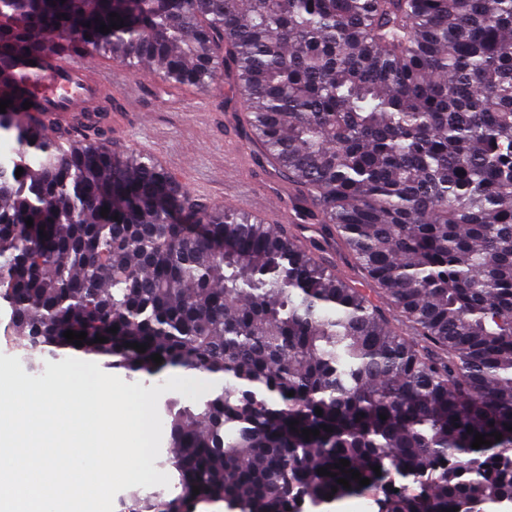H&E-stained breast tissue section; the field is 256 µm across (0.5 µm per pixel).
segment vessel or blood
<instances>
[{"instance_id": "1", "label": "vessel or blood", "mask_w": 512, "mask_h": 512, "mask_svg": "<svg viewBox=\"0 0 512 512\" xmlns=\"http://www.w3.org/2000/svg\"><path fill=\"white\" fill-rule=\"evenodd\" d=\"M19 73L30 75L28 84L34 114L46 132L66 129L79 136L94 128L112 127V85L108 68L88 53L72 54L47 47L34 64H22ZM247 209L279 224L295 223L286 208L251 203Z\"/></svg>"}]
</instances>
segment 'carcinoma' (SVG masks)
Here are the masks:
<instances>
[{"label": "carcinoma", "instance_id": "carcinoma-1", "mask_svg": "<svg viewBox=\"0 0 512 512\" xmlns=\"http://www.w3.org/2000/svg\"><path fill=\"white\" fill-rule=\"evenodd\" d=\"M112 13L124 26L100 32ZM2 21L0 298L28 369L75 351L218 378L203 404L171 403L180 491L132 489L124 512L512 505V0H0ZM43 34L170 84L217 90L233 65L299 218L368 287L152 157L45 133L8 65ZM347 502L356 503L358 506L359 512H378V508L375 505L373 499L367 495H357L353 497L346 498L344 500L338 501L335 504L323 505L320 507H313L310 503L305 502L297 506L296 510L299 512H331L329 510L338 509V505Z\"/></svg>", "mask_w": 512, "mask_h": 512}]
</instances>
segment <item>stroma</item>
<instances>
[{
	"label": "stroma",
	"mask_w": 512,
	"mask_h": 512,
	"mask_svg": "<svg viewBox=\"0 0 512 512\" xmlns=\"http://www.w3.org/2000/svg\"><path fill=\"white\" fill-rule=\"evenodd\" d=\"M140 74L146 85L129 103L133 116L123 130L105 135L108 146L154 157L208 204L234 207L283 190L270 166L240 164L235 142L245 105L233 91L232 73H225L217 92L167 86L147 67Z\"/></svg>",
	"instance_id": "35a3bbf8"
}]
</instances>
